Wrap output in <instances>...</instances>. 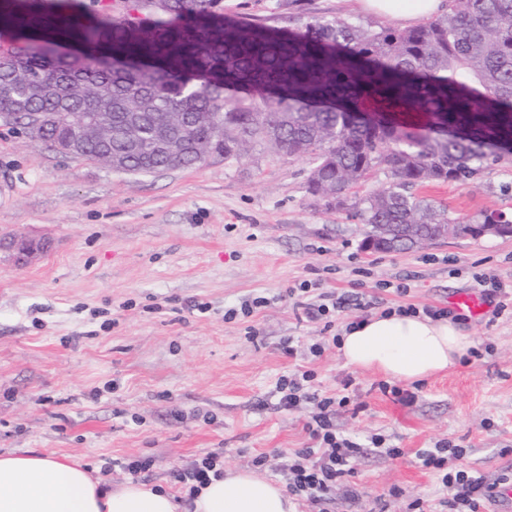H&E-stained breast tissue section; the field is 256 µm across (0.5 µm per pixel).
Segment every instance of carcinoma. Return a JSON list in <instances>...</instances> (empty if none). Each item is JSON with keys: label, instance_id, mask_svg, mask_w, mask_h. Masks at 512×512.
Listing matches in <instances>:
<instances>
[{"label": "carcinoma", "instance_id": "carcinoma-1", "mask_svg": "<svg viewBox=\"0 0 512 512\" xmlns=\"http://www.w3.org/2000/svg\"><path fill=\"white\" fill-rule=\"evenodd\" d=\"M0 114L70 155L147 174L237 158L252 144L313 159L309 193L394 251L403 225L454 223L412 192L468 184L512 154V0H448L411 29L345 19L295 31L229 23L223 0H0ZM79 39L80 50L65 40ZM39 84V91L34 85ZM395 112H422L424 124ZM374 170L387 186L350 188ZM472 224H512L484 211Z\"/></svg>", "mask_w": 512, "mask_h": 512}]
</instances>
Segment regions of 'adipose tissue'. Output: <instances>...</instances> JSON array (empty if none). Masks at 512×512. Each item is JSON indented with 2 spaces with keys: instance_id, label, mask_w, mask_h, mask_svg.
<instances>
[{
  "instance_id": "obj_1",
  "label": "adipose tissue",
  "mask_w": 512,
  "mask_h": 512,
  "mask_svg": "<svg viewBox=\"0 0 512 512\" xmlns=\"http://www.w3.org/2000/svg\"><path fill=\"white\" fill-rule=\"evenodd\" d=\"M386 16L416 20L443 10V0H365ZM474 341L457 321L391 312L354 324L340 338L348 365L407 384L460 364ZM193 512H296L276 482L242 469L224 470L196 492ZM169 491L140 482L112 484L78 462L27 452L0 454V512H178Z\"/></svg>"
}]
</instances>
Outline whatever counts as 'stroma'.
<instances>
[{"label": "stroma", "mask_w": 512, "mask_h": 512, "mask_svg": "<svg viewBox=\"0 0 512 512\" xmlns=\"http://www.w3.org/2000/svg\"><path fill=\"white\" fill-rule=\"evenodd\" d=\"M224 14L285 30L314 18L405 26L361 0H224ZM311 166L257 144L238 159L128 174L0 126V238L51 243L24 267L0 256V453L96 471L147 458L140 482L174 493L172 471L210 452L272 480L309 447L316 409H280L277 382L309 370L319 396H348L336 431L362 450L323 507L301 502L297 512H448V488L417 457L444 441L464 448L463 466L486 482L512 477V311L450 305L476 292L482 274L512 285V238L366 251L365 224L309 194ZM417 193L454 219L512 217V158L477 182ZM260 297L264 306L243 315ZM338 297L343 310L308 317ZM409 303L447 309L480 354L415 386L405 405L380 392L382 374L346 365L330 338L359 315ZM315 343L323 356L310 355ZM376 438L401 456L380 455ZM260 454L268 461L257 469Z\"/></svg>", "instance_id": "1"}]
</instances>
